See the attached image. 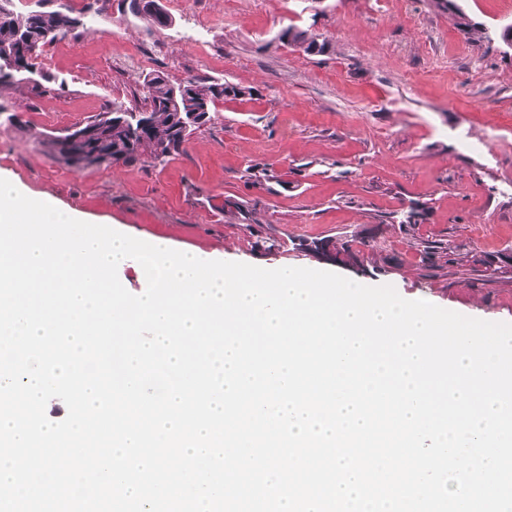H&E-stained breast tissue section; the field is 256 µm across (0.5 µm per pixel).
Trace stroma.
I'll list each match as a JSON object with an SVG mask.
<instances>
[{"mask_svg":"<svg viewBox=\"0 0 512 512\" xmlns=\"http://www.w3.org/2000/svg\"><path fill=\"white\" fill-rule=\"evenodd\" d=\"M81 26L45 47L41 88L0 89V172L23 189L79 209L97 223L150 242L258 267L332 271L390 285L464 316L512 323V23L504 0H455L490 37L472 43L442 0H160L158 29L110 0H73ZM413 23H405V14ZM313 26L321 55L282 45L288 24ZM149 56L117 60L127 45ZM201 77L247 88L218 101V121L191 135L162 165L140 162L76 171L35 140L141 100L145 73ZM16 115L11 125L8 115ZM489 141L480 151L464 142ZM250 225L232 224L224 199ZM417 208L415 224L401 219ZM366 237L379 247L361 267L305 252L302 241ZM455 261L426 270L419 244ZM500 253L495 273L473 256Z\"/></svg>","mask_w":512,"mask_h":512,"instance_id":"1","label":"stroma"}]
</instances>
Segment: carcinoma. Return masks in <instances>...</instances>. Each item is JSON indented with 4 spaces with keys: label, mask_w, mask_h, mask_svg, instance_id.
Masks as SVG:
<instances>
[{
    "label": "carcinoma",
    "mask_w": 512,
    "mask_h": 512,
    "mask_svg": "<svg viewBox=\"0 0 512 512\" xmlns=\"http://www.w3.org/2000/svg\"><path fill=\"white\" fill-rule=\"evenodd\" d=\"M464 38L480 42L487 38L480 23L468 20L460 10L451 8ZM80 25L73 7L61 2L49 10L19 13L10 7V0H0V87L11 85L18 78L34 71L43 48L71 34ZM282 44L294 46L310 55L323 54L330 43L312 28L296 24L282 28ZM142 102L132 106L112 100V107L92 116L84 125L90 130L86 138L69 139V134H46L40 145L58 162L69 165V156L85 159L84 168L102 165H128L143 159L164 164L183 152L188 138L197 130L215 124L219 119L215 103L224 98H243L250 90L228 82L186 78L172 81L162 71H153L142 81ZM202 110L201 122H188V115ZM338 253L361 261L369 257L374 246L362 238L323 239Z\"/></svg>",
    "instance_id": "obj_1"
}]
</instances>
